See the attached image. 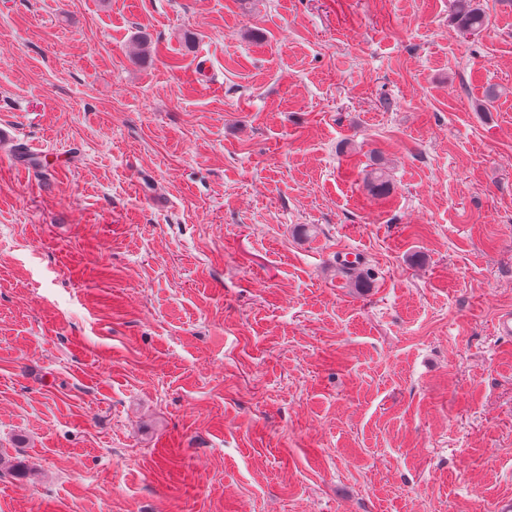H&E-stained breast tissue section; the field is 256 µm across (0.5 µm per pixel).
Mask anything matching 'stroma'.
Returning a JSON list of instances; mask_svg holds the SVG:
<instances>
[{
	"label": "stroma",
	"instance_id": "35a3bbf8",
	"mask_svg": "<svg viewBox=\"0 0 512 512\" xmlns=\"http://www.w3.org/2000/svg\"><path fill=\"white\" fill-rule=\"evenodd\" d=\"M474 3L0 0V512L512 496V0ZM471 0H456L455 14L459 27L463 30L477 31L487 25V18Z\"/></svg>",
	"mask_w": 512,
	"mask_h": 512
}]
</instances>
